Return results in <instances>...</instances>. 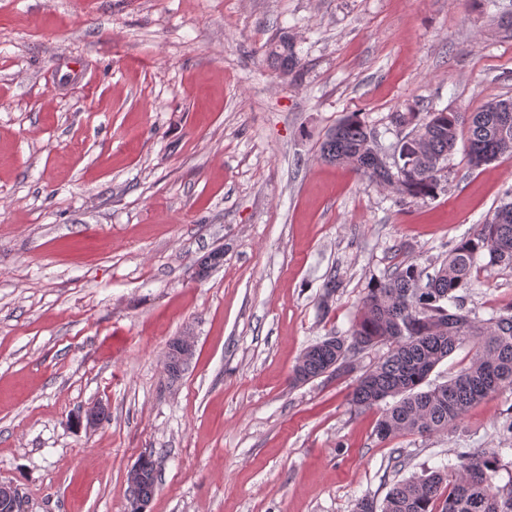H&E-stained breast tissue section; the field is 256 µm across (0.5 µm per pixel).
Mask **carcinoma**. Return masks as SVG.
<instances>
[{"instance_id":"carcinoma-1","label":"carcinoma","mask_w":512,"mask_h":512,"mask_svg":"<svg viewBox=\"0 0 512 512\" xmlns=\"http://www.w3.org/2000/svg\"><path fill=\"white\" fill-rule=\"evenodd\" d=\"M270 66L290 75L301 57L289 34L273 40L267 50ZM504 100L488 102L477 112L432 110L395 116L422 133V156L406 141L394 174L371 145L373 133L353 112L329 130L321 144L324 160L352 167L402 200L437 194L444 163L461 130L469 133V162L474 167L512 156V111H499ZM489 262L512 263V202L498 207L479 230L462 238L434 272L423 275L414 263L399 265L378 279L363 298L347 337L330 336L307 347L292 369L298 383L321 376H339L350 359L378 344L388 352L359 377L351 404L371 408L391 398L376 427L382 440L400 434H437L459 420L475 403L501 389H512V312L477 320L466 310L459 290L472 287L473 271L483 254ZM475 348L470 364L441 384L428 382L430 373L457 348ZM187 368L175 343L168 344L164 369L170 381ZM144 479L139 493L151 497L156 488L152 458L141 460ZM503 466L498 450L490 448L459 457L429 475H412L387 493L381 512H512V483L497 486L493 478Z\"/></svg>"}]
</instances>
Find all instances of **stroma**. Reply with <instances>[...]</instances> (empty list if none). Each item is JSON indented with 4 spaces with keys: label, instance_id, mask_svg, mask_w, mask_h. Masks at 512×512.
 I'll list each match as a JSON object with an SVG mask.
<instances>
[{
    "label": "stroma",
    "instance_id": "obj_1",
    "mask_svg": "<svg viewBox=\"0 0 512 512\" xmlns=\"http://www.w3.org/2000/svg\"><path fill=\"white\" fill-rule=\"evenodd\" d=\"M512 0H0V481L22 512H355L394 482L512 446V390L448 430L376 435L349 402L383 356L291 383L348 335L374 280L433 271L512 191V158L465 139L436 197L400 202L324 162L356 112L388 161L397 112L512 98ZM293 36L302 66L264 50ZM224 262L194 280L197 261ZM337 278L339 288L325 294ZM472 316L512 308V266L480 259ZM192 337L180 379L168 342ZM101 405L96 428L78 411ZM402 465H395V458ZM267 60L280 74L288 76L295 73L301 66V57L293 37L284 32L273 40L267 50ZM140 462L143 467L144 479L139 466L135 465L129 472L131 488L135 489L141 483L138 488L139 493L145 497H152L156 488L155 463L151 456L142 459Z\"/></svg>",
    "mask_w": 512,
    "mask_h": 512
}]
</instances>
